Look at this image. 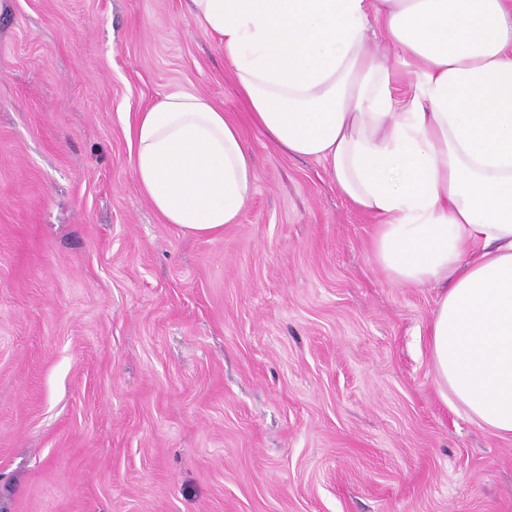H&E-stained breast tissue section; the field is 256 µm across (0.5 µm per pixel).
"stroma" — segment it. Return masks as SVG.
Returning <instances> with one entry per match:
<instances>
[{
    "label": "stroma",
    "instance_id": "stroma-1",
    "mask_svg": "<svg viewBox=\"0 0 512 512\" xmlns=\"http://www.w3.org/2000/svg\"><path fill=\"white\" fill-rule=\"evenodd\" d=\"M200 94L256 169L238 223H164L138 112ZM249 121L185 0H0V512H512V439L440 394L438 291Z\"/></svg>",
    "mask_w": 512,
    "mask_h": 512
}]
</instances>
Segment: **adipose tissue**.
I'll return each mask as SVG.
<instances>
[{
    "label": "adipose tissue",
    "instance_id": "adipose-tissue-1",
    "mask_svg": "<svg viewBox=\"0 0 512 512\" xmlns=\"http://www.w3.org/2000/svg\"><path fill=\"white\" fill-rule=\"evenodd\" d=\"M253 125L322 162L374 221L396 284L438 288L436 384L512 438V0H188ZM396 53L407 75L393 85ZM139 188L164 223L209 237L256 181L238 124L171 92L138 113Z\"/></svg>",
    "mask_w": 512,
    "mask_h": 512
}]
</instances>
